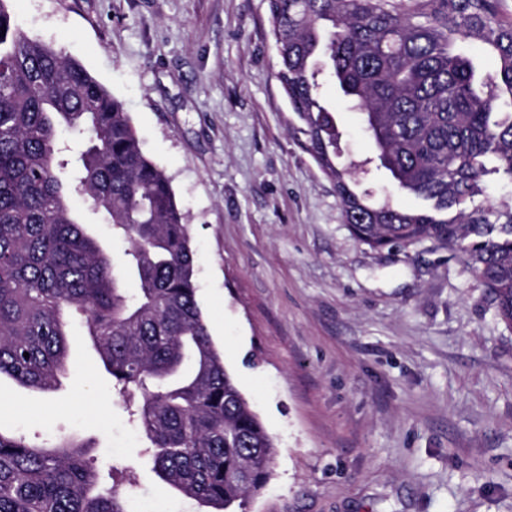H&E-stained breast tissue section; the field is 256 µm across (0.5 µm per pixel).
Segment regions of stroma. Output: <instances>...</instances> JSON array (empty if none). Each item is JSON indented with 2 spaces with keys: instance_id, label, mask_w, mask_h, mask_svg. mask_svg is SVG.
I'll use <instances>...</instances> for the list:
<instances>
[{
  "instance_id": "obj_1",
  "label": "stroma",
  "mask_w": 512,
  "mask_h": 512,
  "mask_svg": "<svg viewBox=\"0 0 512 512\" xmlns=\"http://www.w3.org/2000/svg\"><path fill=\"white\" fill-rule=\"evenodd\" d=\"M16 22L123 101L190 226L197 300L275 440L245 512H512V329L462 255L372 250L304 149L267 0H7ZM324 99L340 164L385 199L359 113ZM0 423L127 469L130 512H203L163 483L84 328L50 393L0 378Z\"/></svg>"
}]
</instances>
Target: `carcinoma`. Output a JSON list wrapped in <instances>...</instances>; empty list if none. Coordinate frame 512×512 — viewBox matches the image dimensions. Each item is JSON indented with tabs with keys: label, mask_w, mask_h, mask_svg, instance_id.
<instances>
[{
	"label": "carcinoma",
	"mask_w": 512,
	"mask_h": 512,
	"mask_svg": "<svg viewBox=\"0 0 512 512\" xmlns=\"http://www.w3.org/2000/svg\"><path fill=\"white\" fill-rule=\"evenodd\" d=\"M0 0V376L56 389L67 326L82 316L114 387L136 396L153 470L211 509L243 512L272 473L274 441L224 366L196 297L189 225L169 177L144 155L123 104L78 61L25 34ZM279 80L306 150L336 185L351 234L373 249L431 241L466 256L512 329V22L498 0H267ZM491 52L483 71L460 45ZM328 78L360 106L380 166L410 209L377 201L339 167ZM83 137L69 165L59 130ZM129 243L120 259L72 206ZM132 277L136 292L124 288ZM68 439L0 431V512H127Z\"/></svg>",
	"instance_id": "cac0c4a2"
}]
</instances>
